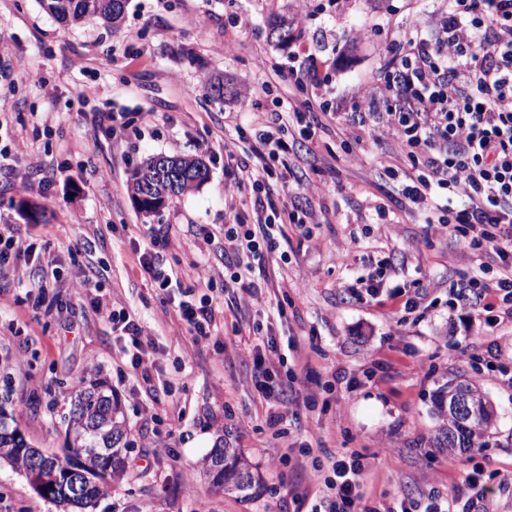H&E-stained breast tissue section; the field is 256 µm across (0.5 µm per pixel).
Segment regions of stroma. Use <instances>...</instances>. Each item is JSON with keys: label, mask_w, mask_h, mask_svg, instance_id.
<instances>
[{"label": "stroma", "mask_w": 512, "mask_h": 512, "mask_svg": "<svg viewBox=\"0 0 512 512\" xmlns=\"http://www.w3.org/2000/svg\"><path fill=\"white\" fill-rule=\"evenodd\" d=\"M435 0H128L122 24L63 22L39 0H0V147L24 135L16 168L0 171V225L47 246L59 278L47 291L51 312L18 275L0 279V380L30 446L64 448L70 433L71 387L103 382L117 398L129 447L127 468L92 512H297L314 487L296 465L300 445L320 457H361L368 503L406 499L426 508L474 497L477 512H512V321L487 326V312L455 298L477 275L478 261L439 223L399 212L393 182L372 177L368 90L385 76L389 46L410 36L413 13L432 14ZM275 13L297 17L302 40L277 45ZM326 64L325 128L297 165L319 194L310 202L322 224L303 238L287 224L279 238L287 262L252 271L264 288L249 308L225 295L224 139L248 153L254 128L279 101L305 91L275 84L271 69H288L300 47ZM35 71L24 79L25 71ZM223 78V100L206 90ZM104 112H143L146 123L124 129L99 122ZM193 155L209 168L200 188L173 198L158 213H141L129 177L142 159ZM44 218L23 219L20 201ZM398 212L384 223L376 203ZM166 236L160 262L178 274L160 296L139 263L148 230ZM391 258L393 285L412 292L427 284L429 307L403 314L391 302L351 297L348 288ZM204 261L211 287L194 288L192 261ZM97 280L100 299L125 310L156 347L142 371L119 356L118 334L95 313L80 285ZM209 297L213 329L195 341L170 302L186 288ZM286 302L287 317L277 305ZM272 325L289 363L312 360L298 375L293 411L298 426L274 440L267 405L249 384L257 342L253 323ZM478 379L495 411L481 450L448 453L437 445L434 390L448 379ZM316 395L319 406L304 400ZM239 449L262 486L250 496L224 491L201 474L218 441ZM477 485H470V476ZM0 512H63L40 496L23 473L0 462Z\"/></svg>", "instance_id": "obj_1"}]
</instances>
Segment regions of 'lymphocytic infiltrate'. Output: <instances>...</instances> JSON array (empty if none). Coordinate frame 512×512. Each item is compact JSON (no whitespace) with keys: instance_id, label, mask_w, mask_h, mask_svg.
I'll return each mask as SVG.
<instances>
[{"instance_id":"f902f5d3","label":"lymphocytic infiltrate","mask_w":512,"mask_h":512,"mask_svg":"<svg viewBox=\"0 0 512 512\" xmlns=\"http://www.w3.org/2000/svg\"><path fill=\"white\" fill-rule=\"evenodd\" d=\"M430 22L415 19L413 35L403 53H392L385 64L386 79L369 93L382 104L379 122L369 132L373 144L391 140L394 153L377 156L383 176L399 180L404 210L447 213L448 231L465 246L496 256L497 267L480 263V273L458 290L461 305L499 310L512 318V0H440ZM279 81L293 82L309 96L293 108L300 141L316 144L322 127L311 97L322 85L310 61L276 70ZM273 126L253 135L249 157H241L235 143L224 144V167L231 179L224 185V206L235 218L224 227V287L241 294L242 302L257 297L259 285L245 276L241 250L265 262L275 249L283 225H294L309 236L319 217L311 206L278 204L282 186H303L295 163L298 141L278 137L282 113ZM251 191V215H238L242 188ZM17 228H0V276L14 257L31 256L28 276L38 293H45L49 268L34 256ZM122 331L121 356L133 368L151 361L154 344L129 313L113 311ZM264 349L253 357L250 381L269 406L265 424L274 438L290 433L286 409L293 402L294 369L288 368L275 338L263 334ZM315 491L308 512H410L400 500L371 510L361 506L358 458L322 461L301 446Z\"/></svg>"}]
</instances>
